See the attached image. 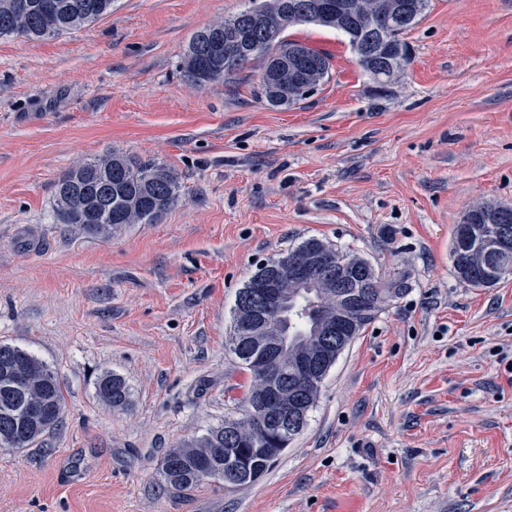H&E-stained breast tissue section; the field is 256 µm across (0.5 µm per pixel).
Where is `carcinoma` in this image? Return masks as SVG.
<instances>
[{
  "mask_svg": "<svg viewBox=\"0 0 512 512\" xmlns=\"http://www.w3.org/2000/svg\"><path fill=\"white\" fill-rule=\"evenodd\" d=\"M18 0H0V38L24 37L41 40L68 33L112 12L113 0H27L24 10ZM289 0H248L234 16L198 31L182 54L180 68L198 86L234 79L247 64L257 62L261 69L260 98L277 109H288L307 97L302 92H285L290 84V69L301 63L309 92L328 81L329 57L286 36L288 28L313 24L344 35L359 68L377 84L387 86L410 63L407 43L402 39L424 17L429 0H316L323 5L309 15L287 16ZM392 22L397 35L385 46L382 57L389 61L382 69L366 59L365 44L374 29ZM204 35L219 42L235 40L241 50L219 52L210 57L198 54ZM179 197L177 175L165 166L137 161L124 154H111L85 160L70 168L57 181L54 216L59 224H79L93 236L105 237L119 224H154L170 210ZM501 204H482L468 209L462 223L455 226L450 259L453 272L463 283L477 288L496 285L494 280L475 281L473 272L491 262L512 274V250L489 255L480 243L482 227L499 223ZM317 260L344 272L351 287H336V278L324 277L313 284L288 275V267ZM279 277L281 300L266 310L271 330L260 334L245 331L249 311L242 296L253 281L266 275ZM408 291L405 275L397 273L384 281L374 266L362 256L334 248L318 238L304 240L294 250L256 265L236 297L232 312V335L246 336L243 345L233 349L250 374L245 396V416L226 420L206 434L169 449L164 461L176 464L163 467L165 482L172 488L188 491L206 480L202 470L218 467L226 486H250L258 482L274 461L253 459L255 474L231 470L225 463L224 449L249 450L255 443L278 450L288 448L293 437L282 436L264 422L261 402L265 396V377L254 352L282 337L284 349L280 365L293 369L300 358H326L336 363L340 354L392 302ZM340 327L332 343L326 330ZM97 397L115 409L130 404V388L118 374L105 372L96 381ZM65 406L63 386L55 368L27 350L0 342V447L20 452L36 445L58 426Z\"/></svg>",
  "mask_w": 512,
  "mask_h": 512,
  "instance_id": "1",
  "label": "carcinoma"
}]
</instances>
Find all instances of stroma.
Wrapping results in <instances>:
<instances>
[{"label":"stroma","mask_w":512,"mask_h":512,"mask_svg":"<svg viewBox=\"0 0 512 512\" xmlns=\"http://www.w3.org/2000/svg\"><path fill=\"white\" fill-rule=\"evenodd\" d=\"M245 3L115 0L80 30L0 39V342L66 387L53 433L0 448V512H512V276L474 288L449 257L466 210L512 205V0H430L383 88L343 35L292 26L332 74L285 110L255 64L202 87L179 68ZM114 150L176 173L175 206L106 238L54 223L61 176ZM309 237L408 292L257 483L173 490L166 450L244 414L238 291ZM106 371L127 408L97 398ZM97 397L115 409H124L130 404V388L118 374L105 372L96 381Z\"/></svg>","instance_id":"35a3bbf8"}]
</instances>
